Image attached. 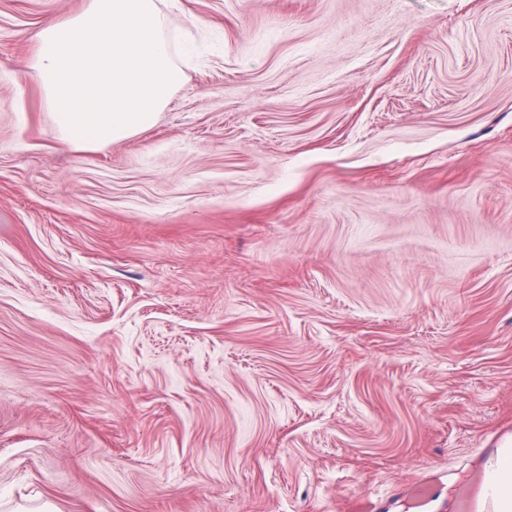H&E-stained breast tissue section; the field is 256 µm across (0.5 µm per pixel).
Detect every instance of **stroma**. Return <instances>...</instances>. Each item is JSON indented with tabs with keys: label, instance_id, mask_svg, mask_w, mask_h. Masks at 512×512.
<instances>
[{
	"label": "stroma",
	"instance_id": "obj_1",
	"mask_svg": "<svg viewBox=\"0 0 512 512\" xmlns=\"http://www.w3.org/2000/svg\"><path fill=\"white\" fill-rule=\"evenodd\" d=\"M0 0V512H456L512 439V0H162L84 149Z\"/></svg>",
	"mask_w": 512,
	"mask_h": 512
}]
</instances>
